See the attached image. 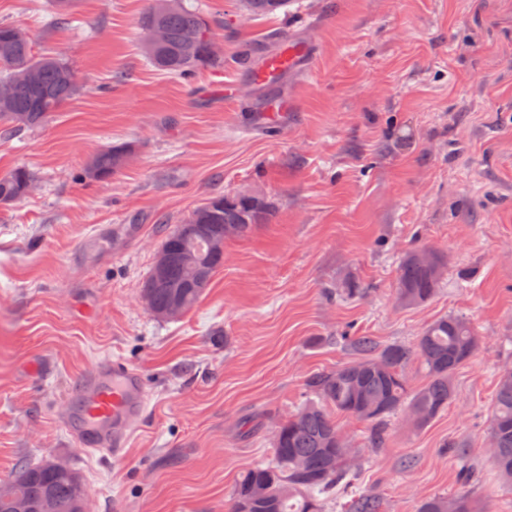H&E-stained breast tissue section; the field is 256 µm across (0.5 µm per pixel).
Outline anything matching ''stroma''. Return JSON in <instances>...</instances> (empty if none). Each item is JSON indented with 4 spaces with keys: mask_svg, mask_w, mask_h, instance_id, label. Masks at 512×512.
Masks as SVG:
<instances>
[{
    "mask_svg": "<svg viewBox=\"0 0 512 512\" xmlns=\"http://www.w3.org/2000/svg\"><path fill=\"white\" fill-rule=\"evenodd\" d=\"M197 2L225 22L224 66L185 82L139 51L146 0H77L57 27L48 0H0V22L80 78L44 126L0 134V175L39 176L0 204V488L55 462L80 476L89 512H227L309 376L359 359L351 338L411 345L458 315L481 347L444 414L420 429L391 418L380 448L368 424L336 422L379 512L456 491L451 443L471 451L485 512H512L488 435L512 367V0H290L267 18L239 0ZM291 32L316 62L289 76L295 110L270 133L243 50ZM123 145L110 178L81 179L96 153ZM238 193L265 197L268 223L226 242L193 309L155 317L141 293L167 234L211 196ZM414 248L447 267L433 299L402 307L398 270ZM112 358L149 397L119 457L76 447L64 404Z\"/></svg>",
    "mask_w": 512,
    "mask_h": 512,
    "instance_id": "35a3bbf8",
    "label": "stroma"
}]
</instances>
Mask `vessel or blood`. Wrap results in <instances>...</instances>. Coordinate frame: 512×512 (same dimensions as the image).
Instances as JSON below:
<instances>
[{"label":"vessel or blood","mask_w":512,"mask_h":512,"mask_svg":"<svg viewBox=\"0 0 512 512\" xmlns=\"http://www.w3.org/2000/svg\"><path fill=\"white\" fill-rule=\"evenodd\" d=\"M314 63L309 41L291 34L283 39L278 52L254 72L253 79L263 85ZM66 400L75 407V421L70 427L75 442L113 455L124 451L148 406L140 373L117 359L98 363L77 379Z\"/></svg>","instance_id":"vessel-or-blood-1"}]
</instances>
